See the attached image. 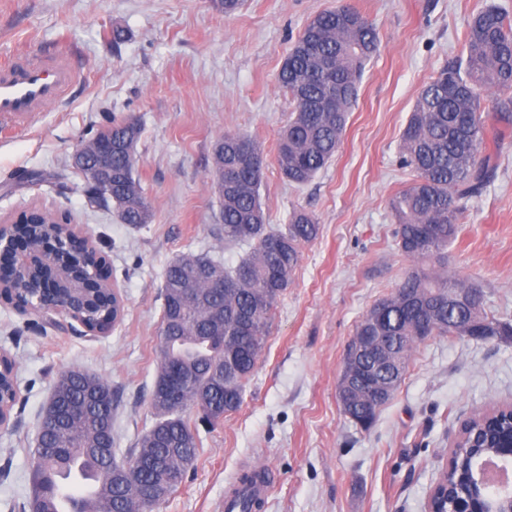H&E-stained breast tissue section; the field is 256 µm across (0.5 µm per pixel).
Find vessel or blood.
I'll return each mask as SVG.
<instances>
[{"instance_id": "obj_1", "label": "vessel or blood", "mask_w": 512, "mask_h": 512, "mask_svg": "<svg viewBox=\"0 0 512 512\" xmlns=\"http://www.w3.org/2000/svg\"><path fill=\"white\" fill-rule=\"evenodd\" d=\"M81 74L70 58L61 55L46 64L17 58L0 64V124L15 123L30 113L61 100ZM270 491L268 480L238 486L224 498V512H240V496L264 500Z\"/></svg>"}]
</instances>
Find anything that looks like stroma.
I'll return each mask as SVG.
<instances>
[{
	"label": "stroma",
	"mask_w": 512,
	"mask_h": 512,
	"mask_svg": "<svg viewBox=\"0 0 512 512\" xmlns=\"http://www.w3.org/2000/svg\"><path fill=\"white\" fill-rule=\"evenodd\" d=\"M338 2L241 0L227 15L212 0H0V63L65 52L82 75L61 102L0 137V225L31 207L68 214L105 255L124 301L105 336L0 304V353L14 363L18 391L0 427V512H29L38 425L61 371L111 385L117 459L153 426L165 267L188 251L233 266L245 252L224 244L211 176L213 146L227 133L263 149L260 194L272 227L302 209L320 232L300 248L240 408L211 425L188 410L197 455L155 512H224L225 492L251 465L271 475L263 512H425L461 424L512 404V340L445 336L417 343L370 429L337 399L358 321L414 268L389 208L416 177L400 164L402 131L421 89L463 59L472 17L491 5L512 12V0H350L376 22L379 49L335 158L295 186L276 162L296 107L277 76L309 20ZM129 117L141 123L135 176L153 210L138 230L92 200L73 166L83 142ZM496 131L487 147L494 176L466 203L448 272L481 290L484 312L512 322V124Z\"/></svg>",
	"instance_id": "35a3bbf8"
}]
</instances>
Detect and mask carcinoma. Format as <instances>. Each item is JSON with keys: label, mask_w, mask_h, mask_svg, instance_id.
<instances>
[{"label": "carcinoma", "mask_w": 512, "mask_h": 512, "mask_svg": "<svg viewBox=\"0 0 512 512\" xmlns=\"http://www.w3.org/2000/svg\"><path fill=\"white\" fill-rule=\"evenodd\" d=\"M378 46L375 22L349 3L317 14L299 35L278 73L279 84L296 103L277 144V163L288 182H310L336 155L365 65ZM465 47V66L448 68L422 90L402 134L403 163L416 179L391 198L390 208L399 248L417 266L389 297L384 328L377 329L368 311L354 332L399 337L388 342V351L404 369L419 342V322L433 336H512V324L488 317L479 302L468 313L448 312L451 289L468 284L447 274L445 251L458 232L463 200L477 195L490 178L478 159L487 142L478 88L512 90V17L499 7L482 10L468 25ZM140 133L135 120L112 121L98 133L112 146V172L79 169L89 185L112 194V209L133 227L153 218L134 177ZM213 155L224 244L250 250L234 267L206 255L182 254L163 274L161 364L150 396L156 421L130 456L163 461L175 474L167 483L170 493L185 473L179 460L197 454L187 410L196 407L202 418L215 422L241 406L244 382L258 361L271 310L297 266L299 247L320 230L317 219L301 210L292 212L282 229L268 224L260 199L264 155L252 138L227 133L215 142ZM84 316L92 324L105 323L112 304L101 299ZM162 384L176 386L178 394L161 398ZM112 402V387L100 377L77 369L58 375L48 407L56 425L41 437L31 468V498L39 512H57L60 489L54 473L82 454L96 464L107 493L98 502L78 501L74 512H134L142 485L157 472L122 473L115 455L104 453L112 447ZM489 431L475 424L454 449L448 495L435 501L438 512H453L456 500L469 493V465L489 452Z\"/></svg>", "instance_id": "1"}]
</instances>
